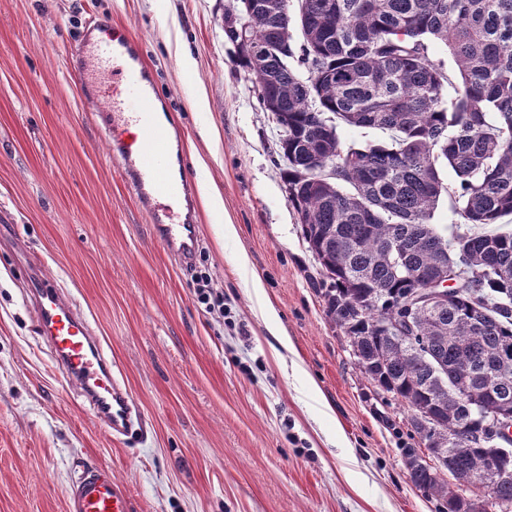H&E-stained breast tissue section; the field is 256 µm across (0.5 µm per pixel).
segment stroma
Here are the masks:
<instances>
[{
	"label": "stroma",
	"instance_id": "stroma-1",
	"mask_svg": "<svg viewBox=\"0 0 512 512\" xmlns=\"http://www.w3.org/2000/svg\"><path fill=\"white\" fill-rule=\"evenodd\" d=\"M235 3L0 0V512H66L85 462L111 468L135 512H437L401 453L421 445L407 407L365 378L309 280L280 129L224 36ZM91 17L139 41L181 131L199 234L190 267L122 180L103 103L68 73ZM32 266L80 303L146 433L114 438L66 385L35 332ZM199 271L223 293V318L198 303ZM266 304L292 351H276Z\"/></svg>",
	"mask_w": 512,
	"mask_h": 512
}]
</instances>
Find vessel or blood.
Wrapping results in <instances>:
<instances>
[{"mask_svg":"<svg viewBox=\"0 0 512 512\" xmlns=\"http://www.w3.org/2000/svg\"><path fill=\"white\" fill-rule=\"evenodd\" d=\"M70 67L84 98L105 103V132L119 172L150 216L156 238L182 263H189L197 237L191 183L187 174H172L181 161V136L168 131L162 121L155 82L138 42L121 35L101 39L96 25H87ZM29 281L37 335L52 362L113 436L126 435L140 410L114 373L87 317L55 284L34 274ZM133 510L126 488L113 480L110 468L91 462L78 466L68 490L67 512Z\"/></svg>","mask_w":512,"mask_h":512,"instance_id":"b4317fda","label":"vessel or blood"}]
</instances>
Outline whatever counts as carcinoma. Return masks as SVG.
Segmentation results:
<instances>
[{
    "mask_svg": "<svg viewBox=\"0 0 512 512\" xmlns=\"http://www.w3.org/2000/svg\"><path fill=\"white\" fill-rule=\"evenodd\" d=\"M238 2L260 49L243 46L235 24L224 36L282 129L281 177L328 316L367 379L407 406L421 442L448 441L459 473L512 472V437L488 428L491 409L512 406V231L491 228L512 218V0H298V54L286 0ZM435 42L458 76L431 58ZM340 125L385 140L345 146ZM321 165L334 175L317 176ZM445 196L459 216L449 232L431 223ZM442 267L469 278L444 305L417 309L422 278ZM422 406L437 427L418 420ZM409 477L448 512L445 479L423 466ZM490 493L512 506V481Z\"/></svg>",
    "mask_w": 512,
    "mask_h": 512,
    "instance_id": "obj_1",
    "label": "carcinoma"
}]
</instances>
